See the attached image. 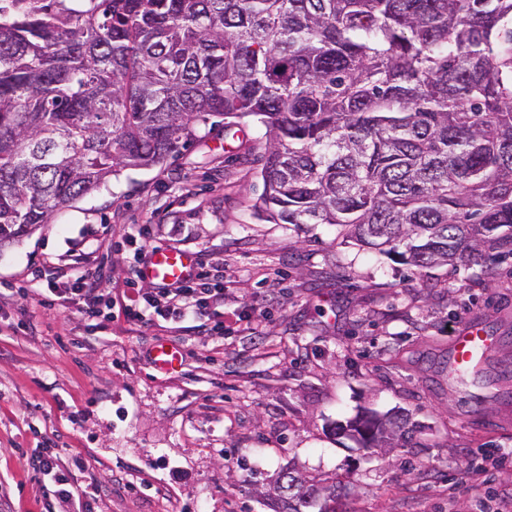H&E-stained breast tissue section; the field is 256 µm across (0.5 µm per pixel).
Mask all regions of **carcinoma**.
Wrapping results in <instances>:
<instances>
[{
    "instance_id": "obj_1",
    "label": "carcinoma",
    "mask_w": 512,
    "mask_h": 512,
    "mask_svg": "<svg viewBox=\"0 0 512 512\" xmlns=\"http://www.w3.org/2000/svg\"><path fill=\"white\" fill-rule=\"evenodd\" d=\"M230 115L266 127L270 223L419 272L512 255V0H0V249ZM278 475L286 512L336 500Z\"/></svg>"
}]
</instances>
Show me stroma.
<instances>
[{"mask_svg":"<svg viewBox=\"0 0 512 512\" xmlns=\"http://www.w3.org/2000/svg\"><path fill=\"white\" fill-rule=\"evenodd\" d=\"M267 142L257 119L214 117L163 165L128 170L0 250V512H57L36 449L58 452L97 512H281L289 466L336 483L348 512H480L512 491V257L416 273L329 224H270L253 205ZM129 224L224 267L242 326L151 314L90 319L62 305L72 253L97 241L121 297L137 249ZM50 288L18 294L32 271ZM257 331L245 329L254 311ZM475 321L495 344L450 374L451 341ZM182 354L155 366L156 343ZM371 411L419 422L411 444L370 451L337 423Z\"/></svg>","mask_w":512,"mask_h":512,"instance_id":"obj_1","label":"stroma"}]
</instances>
